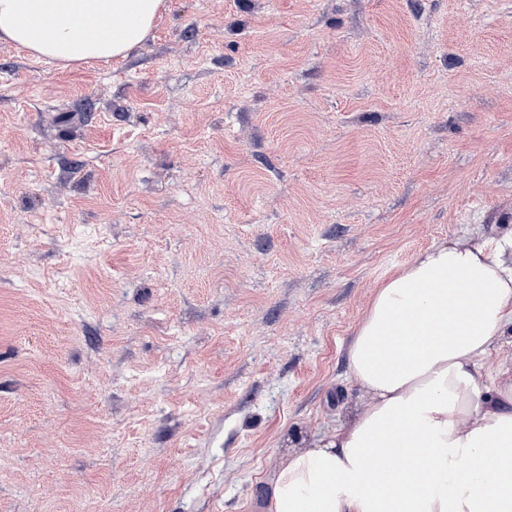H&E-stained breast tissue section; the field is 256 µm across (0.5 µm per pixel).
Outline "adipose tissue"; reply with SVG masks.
I'll return each mask as SVG.
<instances>
[{"instance_id": "adipose-tissue-1", "label": "adipose tissue", "mask_w": 512, "mask_h": 512, "mask_svg": "<svg viewBox=\"0 0 512 512\" xmlns=\"http://www.w3.org/2000/svg\"><path fill=\"white\" fill-rule=\"evenodd\" d=\"M166 0H0V45L123 57ZM512 234L435 242L375 288L346 351L369 402L288 457L264 512H512Z\"/></svg>"}]
</instances>
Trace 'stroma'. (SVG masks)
<instances>
[{
  "label": "stroma",
  "mask_w": 512,
  "mask_h": 512,
  "mask_svg": "<svg viewBox=\"0 0 512 512\" xmlns=\"http://www.w3.org/2000/svg\"><path fill=\"white\" fill-rule=\"evenodd\" d=\"M509 233L512 0H166L117 60L0 47V512H257L367 403L380 282Z\"/></svg>",
  "instance_id": "1"
}]
</instances>
